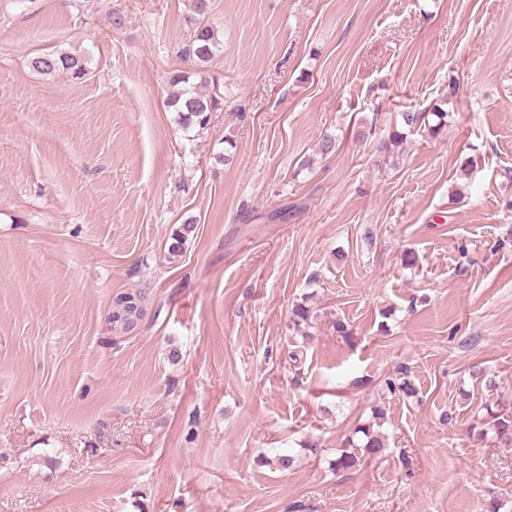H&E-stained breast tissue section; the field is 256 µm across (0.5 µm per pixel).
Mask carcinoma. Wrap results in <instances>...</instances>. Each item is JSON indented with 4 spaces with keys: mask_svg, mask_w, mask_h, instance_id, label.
<instances>
[{
    "mask_svg": "<svg viewBox=\"0 0 512 512\" xmlns=\"http://www.w3.org/2000/svg\"><path fill=\"white\" fill-rule=\"evenodd\" d=\"M191 30L188 44L182 55L190 63V68L175 71L169 78L171 94L167 107L176 113L179 125L185 130L207 129L218 113L224 111V87L219 80L206 76V68L217 56L222 47L219 30L210 20L211 0H190ZM88 58L82 54L67 51H49L34 56L32 69L43 76H54L60 72L74 80H81L87 74ZM459 88L453 81L448 83V92L422 111L402 112L399 120L391 126L386 137L377 145V151L385 158L394 157L402 149L408 138L416 133L431 138L438 136L448 126L450 112L445 106L457 97ZM195 220L190 219L181 225L171 254L181 251L189 236L195 231ZM386 389L396 391L410 399L418 395V389L407 380L398 383L392 379L385 382ZM489 429L503 438L512 436V411L503 410L490 414L486 422ZM361 434L359 441H349L345 449L330 463L336 471H346L359 464L362 458H381L386 454L387 442L384 435L375 431L373 425L357 428Z\"/></svg>",
    "mask_w": 512,
    "mask_h": 512,
    "instance_id": "obj_1",
    "label": "carcinoma"
}]
</instances>
